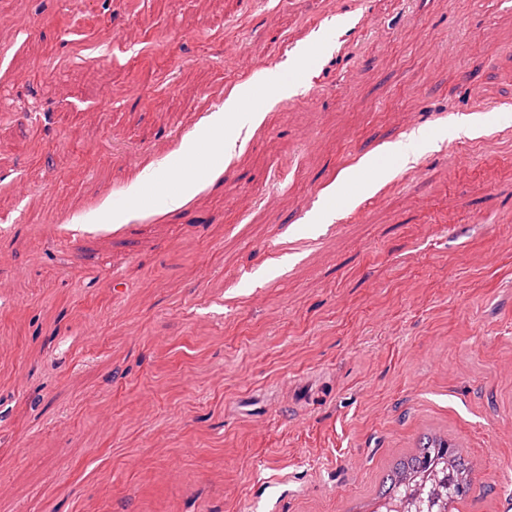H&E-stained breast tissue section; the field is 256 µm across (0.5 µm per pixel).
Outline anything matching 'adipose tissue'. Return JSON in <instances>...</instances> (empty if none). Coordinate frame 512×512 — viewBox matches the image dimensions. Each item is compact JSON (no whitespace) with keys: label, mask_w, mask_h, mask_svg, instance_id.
<instances>
[{"label":"adipose tissue","mask_w":512,"mask_h":512,"mask_svg":"<svg viewBox=\"0 0 512 512\" xmlns=\"http://www.w3.org/2000/svg\"><path fill=\"white\" fill-rule=\"evenodd\" d=\"M249 90L227 99L222 107L211 112L205 122L195 130L193 138L185 139L181 147L170 154L169 161L173 168L183 170L184 177L179 188L164 195L166 210L175 211L191 200L203 186L222 172L217 165H197L188 167L184 164L185 156L193 149L194 138H206L215 150L224 156H234L238 150V140L244 128H255L261 121L262 110L258 107L244 108L243 101L249 97Z\"/></svg>","instance_id":"1"}]
</instances>
